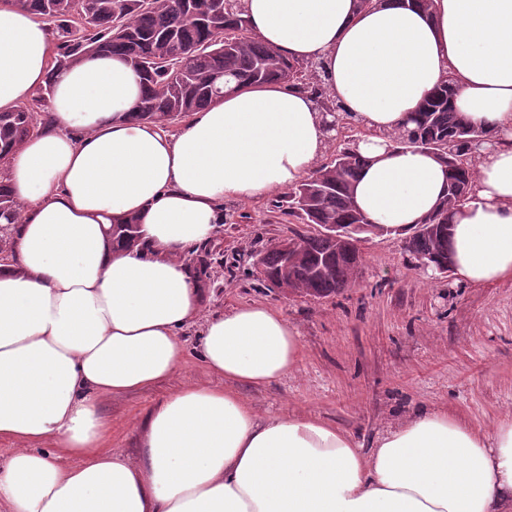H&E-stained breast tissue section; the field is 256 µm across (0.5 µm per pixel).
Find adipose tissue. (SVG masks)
I'll return each instance as SVG.
<instances>
[{
	"label": "adipose tissue",
	"mask_w": 512,
	"mask_h": 512,
	"mask_svg": "<svg viewBox=\"0 0 512 512\" xmlns=\"http://www.w3.org/2000/svg\"><path fill=\"white\" fill-rule=\"evenodd\" d=\"M249 36L322 63L327 88L372 129L353 186L382 236L409 232L440 202L448 169L401 146L403 122L453 76L455 106L493 142L472 196L450 217L455 275L512 276V0H242ZM47 25L0 4V112L50 88L51 122L14 151L22 204L16 257L0 262V465L9 512H512V420L492 429L417 412L368 449L299 412L259 417L230 389L188 385L137 426L138 453L108 449L103 400L170 378L184 329L225 380L263 387L291 373L300 334L252 303L204 314L184 256L209 241L224 204L288 189L327 133L315 100L272 82L225 95L176 132L136 118L144 87L121 56L51 68ZM136 218L145 250L110 244ZM53 440L54 452L40 450ZM75 464H68V457Z\"/></svg>",
	"instance_id": "adipose-tissue-1"
}]
</instances>
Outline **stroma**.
Returning a JSON list of instances; mask_svg holds the SVG:
<instances>
[{"label":"stroma","mask_w":512,"mask_h":512,"mask_svg":"<svg viewBox=\"0 0 512 512\" xmlns=\"http://www.w3.org/2000/svg\"><path fill=\"white\" fill-rule=\"evenodd\" d=\"M274 195L225 202L212 242L224 254L212 268L205 312L262 303L294 324L302 356L270 386H236L262 417L301 411L349 432L362 447L419 410L445 408L491 428L512 416V278L487 285L424 271L401 237L361 242L352 288L328 297L281 294L264 282L257 259L275 242L314 227L274 210ZM178 371L150 388L106 399L112 451L134 456L137 422L157 401L187 385L224 388L201 360L197 328L184 330Z\"/></svg>","instance_id":"1"}]
</instances>
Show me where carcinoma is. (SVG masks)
<instances>
[{
	"label": "carcinoma",
	"instance_id": "obj_1",
	"mask_svg": "<svg viewBox=\"0 0 512 512\" xmlns=\"http://www.w3.org/2000/svg\"><path fill=\"white\" fill-rule=\"evenodd\" d=\"M55 26L60 34L51 65L64 68L90 52L125 57L143 80L144 93L137 117L162 124L206 109L226 93L267 82H280L312 95L324 113L349 115L328 92L317 63L290 59L259 40L244 35L247 21L241 0H0ZM457 85L448 77L436 87L418 111L408 119L413 127L398 136L400 144L417 143L448 164V192L431 214L420 219L432 225L425 233H409L405 250L419 260L448 261V214L473 192V148L491 133L471 124L454 108ZM45 99L37 95L30 106L0 112V163L24 141L47 125ZM365 164L349 143L329 162L290 187L274 207L303 224L317 227L340 224L347 232L353 224L369 220L353 203L352 185ZM20 205L8 185L0 182V251L15 254L13 225ZM135 218L111 226L112 242L129 250L144 249L141 235L131 234ZM301 257L291 275L307 294L328 297L355 283L354 266L361 256L336 255L335 240L317 230L300 234ZM193 266L201 287L211 281L215 263L211 243L195 251ZM269 284L280 277L283 256L269 248L259 260Z\"/></svg>",
	"mask_w": 512,
	"mask_h": 512
}]
</instances>
